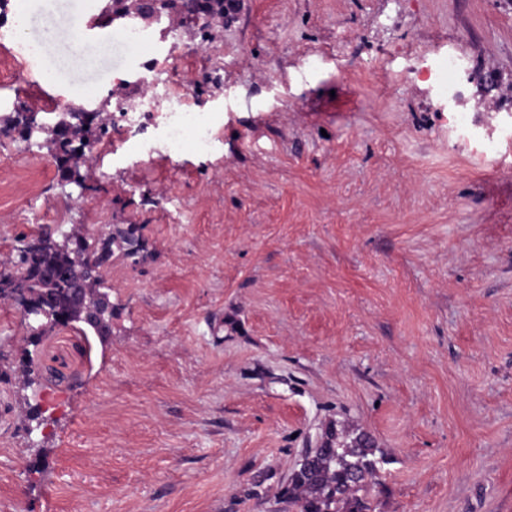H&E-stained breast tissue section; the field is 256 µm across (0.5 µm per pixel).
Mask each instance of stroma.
Listing matches in <instances>:
<instances>
[{"mask_svg": "<svg viewBox=\"0 0 512 512\" xmlns=\"http://www.w3.org/2000/svg\"><path fill=\"white\" fill-rule=\"evenodd\" d=\"M181 23L211 152L81 166L0 136V262L36 227H135L107 339L69 327L0 381V512H288L328 428L368 434L373 512H512V0H239ZM11 0L68 99L111 112L136 50ZM210 56L193 53L200 41ZM469 63L460 112L421 74ZM465 130H458V122ZM50 420L27 435L29 412Z\"/></svg>", "mask_w": 512, "mask_h": 512, "instance_id": "1", "label": "stroma"}]
</instances>
